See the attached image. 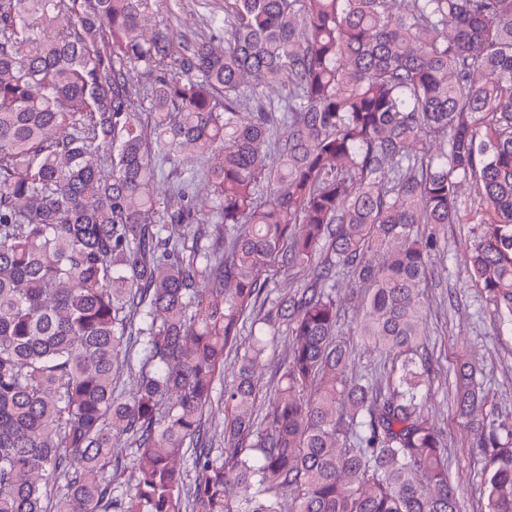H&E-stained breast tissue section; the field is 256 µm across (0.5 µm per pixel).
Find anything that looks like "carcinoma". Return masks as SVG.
Returning <instances> with one entry per match:
<instances>
[{
	"label": "carcinoma",
	"instance_id": "carcinoma-1",
	"mask_svg": "<svg viewBox=\"0 0 512 512\" xmlns=\"http://www.w3.org/2000/svg\"><path fill=\"white\" fill-rule=\"evenodd\" d=\"M149 9L0 0V512H461L419 341L450 224L482 227L466 278L512 323V0H224L219 40L148 35ZM156 155L188 172L174 201ZM275 264L307 283L272 296ZM347 279L387 373L348 376ZM260 320L292 337L267 404L238 345ZM480 375L454 403L486 512H512Z\"/></svg>",
	"mask_w": 512,
	"mask_h": 512
}]
</instances>
